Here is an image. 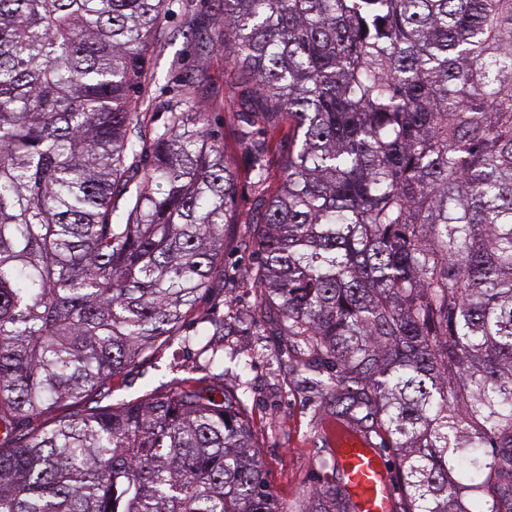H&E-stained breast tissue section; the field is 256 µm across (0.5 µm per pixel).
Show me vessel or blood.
Instances as JSON below:
<instances>
[{"instance_id": "b4317fda", "label": "vessel or blood", "mask_w": 512, "mask_h": 512, "mask_svg": "<svg viewBox=\"0 0 512 512\" xmlns=\"http://www.w3.org/2000/svg\"><path fill=\"white\" fill-rule=\"evenodd\" d=\"M338 446L334 462L359 512H393L399 492L386 459L371 439L358 432L348 433Z\"/></svg>"}]
</instances>
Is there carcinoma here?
I'll return each mask as SVG.
<instances>
[{
  "instance_id": "obj_1",
  "label": "carcinoma",
  "mask_w": 512,
  "mask_h": 512,
  "mask_svg": "<svg viewBox=\"0 0 512 512\" xmlns=\"http://www.w3.org/2000/svg\"><path fill=\"white\" fill-rule=\"evenodd\" d=\"M165 12L0 0V512H288L242 382L19 434L188 342L224 278L237 177L183 105L125 179ZM217 40L293 128L247 224L297 366L327 359L336 425L392 450L393 512H512V0H224ZM293 512L357 510L326 477Z\"/></svg>"
}]
</instances>
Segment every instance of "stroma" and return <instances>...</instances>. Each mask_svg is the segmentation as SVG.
Segmentation results:
<instances>
[{"instance_id":"stroma-1","label":"stroma","mask_w":512,"mask_h":512,"mask_svg":"<svg viewBox=\"0 0 512 512\" xmlns=\"http://www.w3.org/2000/svg\"><path fill=\"white\" fill-rule=\"evenodd\" d=\"M224 14V0H167L164 35L155 49L145 85L137 95L149 132L162 129L168 105L187 100L192 112L224 147L238 176L234 215L258 218L261 200L280 186V170L292 130L281 123L268 152L269 178L254 183L248 139L258 126L247 125L241 114L249 108L244 78L234 72L216 41L215 27ZM223 282L202 296L182 333V341L161 342L135 366L112 382L111 393L70 405L73 413L133 400L166 390L175 381L241 378L246 385L244 415L263 459L267 480L287 507H297L319 474L315 465L323 453L320 426L330 425L332 399H317L316 383L327 382L328 366L315 373H294L280 351L285 337L275 309L263 307L248 272L252 253L247 225H229L224 241ZM223 335H215L216 325ZM224 353L223 366L210 365L208 349Z\"/></svg>"}]
</instances>
